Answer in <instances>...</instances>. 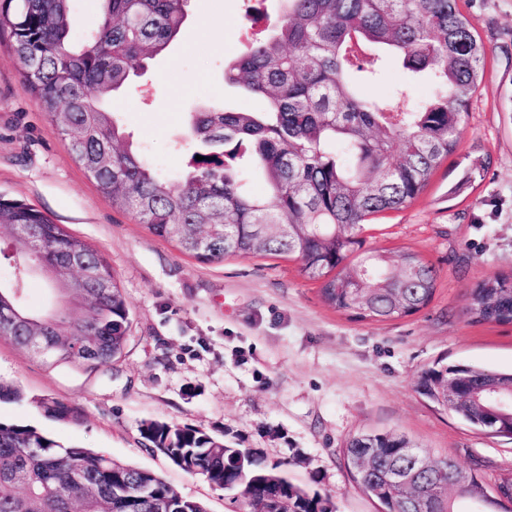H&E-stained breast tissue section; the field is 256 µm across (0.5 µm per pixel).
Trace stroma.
Wrapping results in <instances>:
<instances>
[{
	"label": "stroma",
	"instance_id": "35a3bbf8",
	"mask_svg": "<svg viewBox=\"0 0 512 512\" xmlns=\"http://www.w3.org/2000/svg\"><path fill=\"white\" fill-rule=\"evenodd\" d=\"M252 0H188L183 32L148 61L110 109L135 150L171 175L194 151L189 115L208 103L259 111L260 100L228 85L224 68L252 31ZM284 0H262L265 28ZM486 47L484 76L456 152L407 207L364 224L366 247L411 249L439 271L421 311L387 322L352 319L326 305L318 281L289 256L203 262L152 235L114 207L73 160L24 81L9 30H0V193L36 206L111 266L131 312L118 362L86 372L0 338V382L22 402L0 401V420L37 427L61 444L91 448L149 469L208 512H233L222 488L147 451L140 426L172 422L251 448L289 477L330 496L335 512H379L352 481L343 445L362 432L394 431L426 455L451 458L485 490L512 468V437L480 432L429 403L416 384L436 362L512 370V324L478 322L467 299L483 279L512 275V0H459ZM409 103L434 91L388 63L366 93ZM489 155L482 181L448 196L465 155ZM77 406L81 424L44 415L38 401Z\"/></svg>",
	"mask_w": 512,
	"mask_h": 512
}]
</instances>
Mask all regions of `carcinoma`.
Segmentation results:
<instances>
[{
    "instance_id": "cac0c4a2",
    "label": "carcinoma",
    "mask_w": 512,
    "mask_h": 512,
    "mask_svg": "<svg viewBox=\"0 0 512 512\" xmlns=\"http://www.w3.org/2000/svg\"><path fill=\"white\" fill-rule=\"evenodd\" d=\"M272 35L249 42L224 69V80L267 101L263 112L209 105L190 116L203 160L191 156L179 178L162 173L125 143L105 108L114 94L182 32L187 0H104L101 24L77 40L71 0H0V29L11 31L23 77L75 162L112 205L126 209L156 237L202 261L288 255L320 282L325 304L359 321L412 315L432 300L437 268L418 253L362 250L361 226L371 215L416 199L442 159L458 146L462 124L482 79L485 45L459 0H286ZM394 55L413 73H428L434 95L409 106L405 95L368 96L370 81ZM491 159L478 156L448 188L455 197L483 179ZM261 174L259 198L249 178ZM27 224L40 257L69 274L79 256L107 288L80 295L50 322L13 329L0 338L27 347L32 334L54 345L57 363L95 371L119 359L129 329V305L109 265L36 207L0 195V226ZM362 251L357 263L351 254ZM467 311L478 322L512 323V277L495 276L470 293ZM455 365L424 369L417 391L479 428L473 401L448 402ZM468 395L487 388L512 398V373L463 366ZM44 414L79 423L75 406L43 398ZM142 445L175 466L194 471L239 502L272 492L288 512H332L330 501L293 483L278 464L237 450L200 429L176 423L141 424ZM364 442L374 448L367 471L353 479L381 512H409L387 477L407 471L419 487L436 489L427 512H454L448 485L467 477L450 459L426 458L418 468L397 433H359L343 450L345 465ZM182 503L207 512L159 474L90 448L65 446L30 425L0 422V512H167Z\"/></svg>"
}]
</instances>
